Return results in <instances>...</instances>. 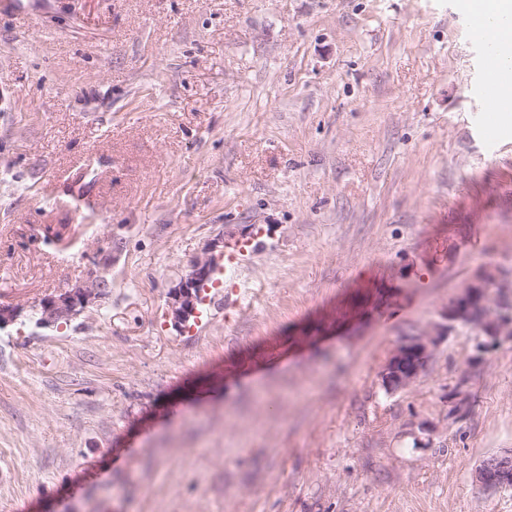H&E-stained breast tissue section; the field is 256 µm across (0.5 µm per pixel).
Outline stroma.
<instances>
[{"instance_id":"obj_1","label":"stroma","mask_w":512,"mask_h":512,"mask_svg":"<svg viewBox=\"0 0 512 512\" xmlns=\"http://www.w3.org/2000/svg\"><path fill=\"white\" fill-rule=\"evenodd\" d=\"M482 77L458 0L0 12V512H512L472 479L512 450V341L475 364L460 329L379 377L482 270L512 298ZM252 232L234 302L176 327L192 261ZM101 269V302L36 325Z\"/></svg>"}]
</instances>
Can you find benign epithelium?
I'll return each mask as SVG.
<instances>
[{"mask_svg":"<svg viewBox=\"0 0 512 512\" xmlns=\"http://www.w3.org/2000/svg\"><path fill=\"white\" fill-rule=\"evenodd\" d=\"M224 251V237L210 243L202 256L196 258L188 274L171 292L168 308L175 325L186 323L195 313L199 302V288L210 278L214 262ZM107 278L94 272L78 286L41 300L37 311L38 326L48 328L68 323L106 295ZM496 282L495 275L484 270L453 298L444 312L446 323L432 333L411 336L401 342L382 367L383 387L395 393L409 387L424 372L434 349L459 326L475 331V353L478 362L490 347L512 336V305H489L490 293ZM475 484L481 489H493L512 483V452L503 451L482 461L473 473Z\"/></svg>","mask_w":512,"mask_h":512,"instance_id":"benign-epithelium-1","label":"benign epithelium"}]
</instances>
